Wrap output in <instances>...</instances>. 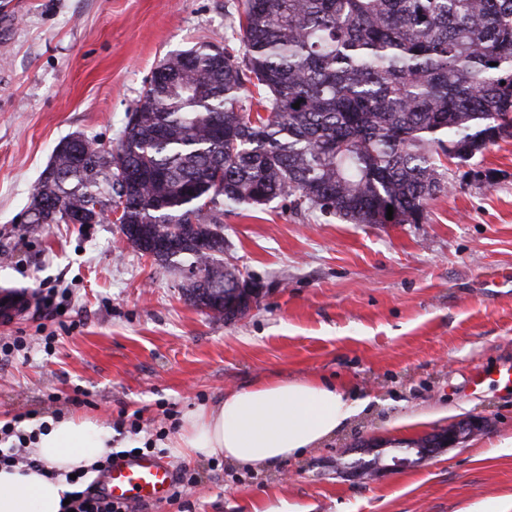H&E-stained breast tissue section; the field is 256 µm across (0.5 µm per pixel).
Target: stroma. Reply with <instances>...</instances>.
Wrapping results in <instances>:
<instances>
[{
    "instance_id": "obj_1",
    "label": "stroma",
    "mask_w": 512,
    "mask_h": 512,
    "mask_svg": "<svg viewBox=\"0 0 512 512\" xmlns=\"http://www.w3.org/2000/svg\"><path fill=\"white\" fill-rule=\"evenodd\" d=\"M237 0H0V287L57 289L8 336L53 337V354L0 361V423L61 414L144 425L269 379L345 386L365 408L279 471L164 456L197 482L188 499L131 512H472L512 505V138L453 165L420 224H351L281 196L224 215V261L259 291L224 321L183 296L119 225L24 223L58 142L116 148L155 68L207 42L243 49ZM88 404H76L77 391ZM483 415L472 439L370 479L337 456L388 451Z\"/></svg>"
}]
</instances>
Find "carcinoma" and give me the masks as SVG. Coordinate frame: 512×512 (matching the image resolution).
<instances>
[{
  "label": "carcinoma",
  "mask_w": 512,
  "mask_h": 512,
  "mask_svg": "<svg viewBox=\"0 0 512 512\" xmlns=\"http://www.w3.org/2000/svg\"><path fill=\"white\" fill-rule=\"evenodd\" d=\"M242 61L202 43L165 59L117 147L68 136L30 194L34 224L117 214L231 321L224 208L279 196L350 224H420L465 162L512 129V0H240ZM300 103L299 108L292 107ZM141 172L124 185L120 169ZM393 207L387 219V207Z\"/></svg>",
  "instance_id": "cac0c4a2"
}]
</instances>
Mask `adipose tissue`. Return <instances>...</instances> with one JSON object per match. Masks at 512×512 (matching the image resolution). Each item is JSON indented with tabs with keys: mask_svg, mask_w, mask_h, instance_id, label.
<instances>
[{
	"mask_svg": "<svg viewBox=\"0 0 512 512\" xmlns=\"http://www.w3.org/2000/svg\"><path fill=\"white\" fill-rule=\"evenodd\" d=\"M364 406L330 383L271 378L189 412L177 446L187 458L274 468L333 437ZM109 440L108 428L89 420L50 421L48 433L32 446L45 472L0 466V512H63L66 473L104 457Z\"/></svg>",
	"mask_w": 512,
	"mask_h": 512,
	"instance_id": "obj_1",
	"label": "adipose tissue"
}]
</instances>
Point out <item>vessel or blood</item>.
<instances>
[{"instance_id": "obj_1", "label": "vessel or blood", "mask_w": 512, "mask_h": 512, "mask_svg": "<svg viewBox=\"0 0 512 512\" xmlns=\"http://www.w3.org/2000/svg\"><path fill=\"white\" fill-rule=\"evenodd\" d=\"M33 295L21 287L0 289V323L9 325L32 311ZM173 471L162 458L119 456L96 478L102 492L115 500L153 502L165 498L171 488Z\"/></svg>"}]
</instances>
